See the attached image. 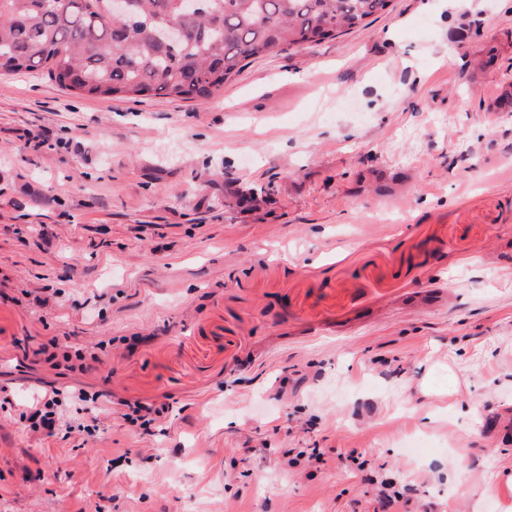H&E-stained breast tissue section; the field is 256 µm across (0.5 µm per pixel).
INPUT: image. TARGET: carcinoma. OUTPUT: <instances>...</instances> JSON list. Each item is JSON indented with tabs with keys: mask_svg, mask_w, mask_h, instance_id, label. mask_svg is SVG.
<instances>
[{
	"mask_svg": "<svg viewBox=\"0 0 512 512\" xmlns=\"http://www.w3.org/2000/svg\"><path fill=\"white\" fill-rule=\"evenodd\" d=\"M0 0V70L36 72L71 94L207 101L249 58L367 26L391 0ZM175 25L180 41L168 36Z\"/></svg>",
	"mask_w": 512,
	"mask_h": 512,
	"instance_id": "carcinoma-1",
	"label": "carcinoma"
}]
</instances>
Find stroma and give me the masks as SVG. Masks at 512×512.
Masks as SVG:
<instances>
[{"label": "stroma", "instance_id": "obj_1", "mask_svg": "<svg viewBox=\"0 0 512 512\" xmlns=\"http://www.w3.org/2000/svg\"><path fill=\"white\" fill-rule=\"evenodd\" d=\"M510 68L512 0H392L202 103L0 76V512H512ZM58 351H61L60 345L56 342V340L52 339L47 345L42 346V348L38 351V354L44 356V360L50 363H58V358L61 356L64 362H71L73 357L75 360L81 362L79 367L83 370L88 368L84 361L87 359L85 352L82 349H77L72 353L71 351L64 350L62 353L58 354ZM102 396L104 395H90L84 388L74 386H66L63 389L55 388L51 393L45 392L44 395H37L30 407L31 430L40 433L43 438H51L54 436L58 407L70 400L96 404ZM126 409L123 412L117 410L122 419L132 425L147 428L165 417L168 406L165 404H143L141 402L124 403Z\"/></svg>", "mask_w": 512, "mask_h": 512}]
</instances>
